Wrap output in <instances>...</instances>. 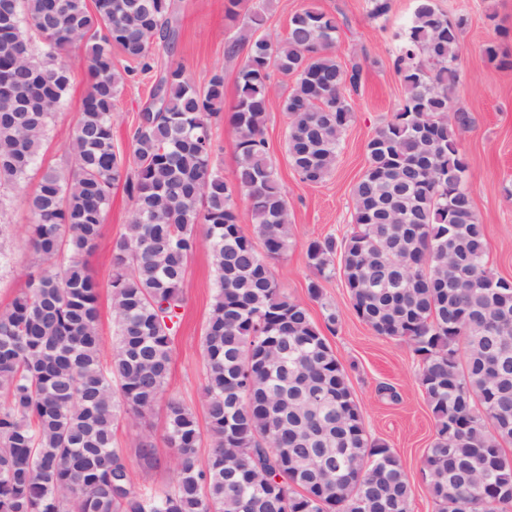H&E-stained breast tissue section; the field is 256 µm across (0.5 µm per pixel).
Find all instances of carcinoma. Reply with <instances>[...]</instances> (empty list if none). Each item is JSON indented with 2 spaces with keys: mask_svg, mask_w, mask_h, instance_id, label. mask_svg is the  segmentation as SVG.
I'll use <instances>...</instances> for the list:
<instances>
[{
  "mask_svg": "<svg viewBox=\"0 0 512 512\" xmlns=\"http://www.w3.org/2000/svg\"><path fill=\"white\" fill-rule=\"evenodd\" d=\"M240 4L225 8L235 23L226 53L246 49L234 103L225 105L223 71L200 88L183 67H166L122 154L112 138L116 97L135 71L155 69L157 44L176 40L171 0H94L92 9L87 0H0V188L26 177L64 104V52L84 49L91 79L67 145L73 167L45 171L28 199L37 269L0 308V512H409L402 462L368 437L323 333L336 332L339 314L323 301L322 281L338 273L356 315L417 358L435 420L421 471L437 512H504L512 504V279L487 266L467 187L468 118L453 106L465 19L416 0L398 34L391 62L404 96L366 143L352 231L306 250L322 329L270 267L291 237L265 136L271 76L292 79L283 99L288 158L302 182L317 185L335 169L363 65L336 60L332 14L298 10L286 38L274 40L261 34L263 8L241 14ZM115 46L135 66L118 70ZM223 120L236 147L227 176L211 143L212 124ZM119 183L131 210L112 240L116 343L107 362L99 284L84 255ZM201 246L216 277L202 338L212 450L198 459V420L168 399L172 486L146 491L115 445L114 425L120 415L143 419L164 396L185 274ZM154 440L148 429L131 443L148 468L157 463Z\"/></svg>",
  "mask_w": 512,
  "mask_h": 512,
  "instance_id": "obj_1",
  "label": "carcinoma"
}]
</instances>
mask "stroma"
Instances as JSON below:
<instances>
[{"mask_svg": "<svg viewBox=\"0 0 512 512\" xmlns=\"http://www.w3.org/2000/svg\"><path fill=\"white\" fill-rule=\"evenodd\" d=\"M225 0H173L178 38L173 46L159 51L164 66H184L197 86H204L214 71L224 73V99L236 96L242 56L230 57L224 44L234 33V24L224 16ZM387 21L373 20L370 0H269L264 34L286 37L288 18L295 10L314 7L336 15L341 36L336 58L349 63L353 54L366 51L363 85L355 98V112L343 136L336 168L317 185L300 181L285 150L287 117L283 97L290 86L282 75H274L270 95L266 137L271 156L283 183L292 212V237L286 255L272 269L288 296L306 301L313 319H320L321 304L309 300L311 277L305 261L309 243L327 236L350 233L353 213L351 188L366 166L365 144L386 123L400 104L404 89L395 74L390 56L393 35L408 20L414 0H389ZM440 10L464 17L458 68L461 81L454 93L456 108L466 111L470 124L463 135L469 163L468 189L475 211L484 226L487 265L496 275L512 278V68L489 61L486 45H497L512 55V0H436ZM67 63L71 85L63 107L51 118L45 140L21 187L0 194V221L14 225L13 236L0 241V308L19 295L26 274L35 264L25 235L31 222L27 196L49 169L67 171L71 157L66 146L71 140L82 102L89 89L83 51L70 50ZM154 74H136L122 86L115 102L113 142L127 151L137 116L149 97ZM130 201L123 186L112 190L100 238L85 257L92 276L101 284L99 331L104 355H111L116 340L112 304L106 284L111 271V242L127 223ZM214 291V275L205 250L192 257L184 281L181 321L173 337V355L166 384V397L189 407L199 424H206L202 397L205 362L201 341ZM324 300L340 314L335 335L328 342L345 366L352 391L360 405L368 435L385 442L399 455L414 486L410 512H436V505L420 478L422 459L435 431L434 417L417 382L418 363L402 341L376 335L353 311L341 277L324 282ZM394 389L387 397L381 386ZM138 429L126 419L114 427L115 443L124 450V461L138 484L162 489L172 479L174 452L163 438H156L157 467L143 470L130 443Z\"/></svg>", "mask_w": 512, "mask_h": 512, "instance_id": "obj_1", "label": "stroma"}]
</instances>
